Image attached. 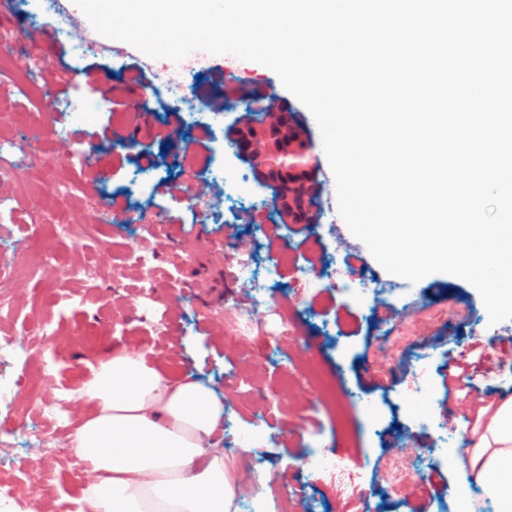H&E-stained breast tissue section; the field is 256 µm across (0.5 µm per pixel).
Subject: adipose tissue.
<instances>
[{
	"mask_svg": "<svg viewBox=\"0 0 512 512\" xmlns=\"http://www.w3.org/2000/svg\"><path fill=\"white\" fill-rule=\"evenodd\" d=\"M91 406L68 436L89 465L79 512H237L243 488L211 439L224 425V402L191 376L174 380L143 354L113 351L91 367L77 391ZM456 470L479 498L512 512V395L481 405Z\"/></svg>",
	"mask_w": 512,
	"mask_h": 512,
	"instance_id": "adipose-tissue-1",
	"label": "adipose tissue"
}]
</instances>
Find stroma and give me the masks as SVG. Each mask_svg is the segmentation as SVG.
<instances>
[{
    "instance_id": "1",
    "label": "stroma",
    "mask_w": 512,
    "mask_h": 512,
    "mask_svg": "<svg viewBox=\"0 0 512 512\" xmlns=\"http://www.w3.org/2000/svg\"><path fill=\"white\" fill-rule=\"evenodd\" d=\"M5 13L0 24L18 37L0 49V117L19 114L17 135L57 160L53 172L33 165L0 182V195L14 200L11 220L0 223V261L12 266L17 298L5 329L14 335L26 326H51V338L34 353L54 367V379L42 395L77 389L90 365L116 346L148 352L171 376L199 374L229 399L236 395L241 374L255 365L260 379L253 406L262 407L270 423L262 445L245 456L269 491L251 500V512H277L276 502L287 499L294 512H442L459 487L448 466L450 452L472 425L475 404L483 396L512 394V319L490 324L471 284L445 273L430 274L416 287L431 318L417 328L416 346L407 358L387 357L392 377L379 381L374 352L383 347L390 325L402 324L404 306H391L385 326L338 292L331 278H316L307 288L296 285L303 269L330 264L325 239L336 231L351 235L347 225H331L329 211L337 194L322 147L314 149L317 178L324 187L320 223L281 222L267 210V189L245 204L223 200L224 179L213 174V165L253 175L228 146L239 109H224L219 124L209 119L218 100L217 75L227 57L212 56V76L195 85L202 123L182 126L179 144H168L170 114L158 101L148 114L133 115L128 123L136 136L130 147L118 138L120 126L112 115L130 112L145 55L135 52L119 61L108 52L75 56L45 0H9ZM33 62L42 65L41 88L17 102L14 87ZM97 76L103 82L89 101L94 120L60 110L63 97L81 96L87 79ZM62 130L68 138L63 145L58 142ZM71 151L85 154L83 167L68 164ZM51 176L65 179L82 199L71 215L74 239L60 237L51 226L69 199L44 193L41 211H29L33 192L41 191ZM187 186L215 196L210 213L200 215L185 205L181 190ZM143 221L157 225V235L141 234ZM36 223L41 233L33 232ZM235 248L262 261L282 250L292 260L260 297L231 277L224 253ZM45 251L64 260L75 253L97 258L98 270L69 282L65 298L54 297L39 268L38 257ZM145 252L157 257L159 320L136 302L137 258ZM233 302L253 314L239 331L224 324V307ZM276 305L294 307L305 316L302 332L290 341L288 361L279 357L263 318ZM476 354L479 364L461 376H449L448 359L469 360ZM420 357L434 400L432 426L418 428L399 389L414 376L413 363ZM351 394L377 401L378 423H371L356 400L348 402ZM32 401L31 392L20 390L14 410L0 413V452L16 460L0 468V482H17L23 469L40 472L46 482L23 488L29 500L55 504L77 499L81 486L65 465L73 455L65 439H58V452L46 455L29 444L21 417ZM318 444L349 461L360 477V495H345L333 481L309 474L304 455ZM414 454L421 455V463L408 472L398 495H388L382 482L387 459Z\"/></svg>"
}]
</instances>
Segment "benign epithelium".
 <instances>
[{"mask_svg":"<svg viewBox=\"0 0 512 512\" xmlns=\"http://www.w3.org/2000/svg\"><path fill=\"white\" fill-rule=\"evenodd\" d=\"M230 146L256 171L258 184L274 191L276 209L288 216V222L318 221L320 211L312 202L311 146L285 105L261 93L253 96L248 120L234 129Z\"/></svg>","mask_w":512,"mask_h":512,"instance_id":"obj_1","label":"benign epithelium"}]
</instances>
